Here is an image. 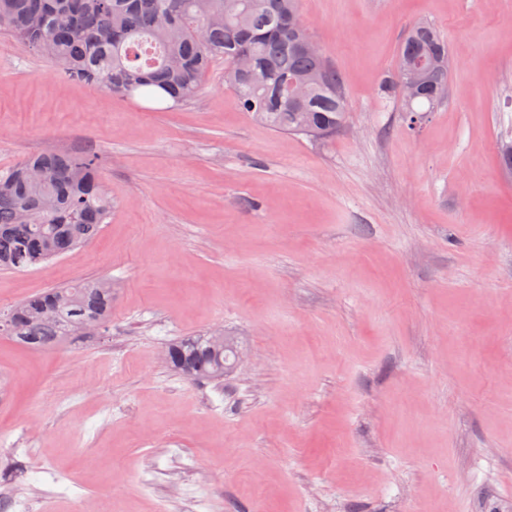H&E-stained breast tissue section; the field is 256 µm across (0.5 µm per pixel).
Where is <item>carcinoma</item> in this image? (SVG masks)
<instances>
[{"mask_svg":"<svg viewBox=\"0 0 512 512\" xmlns=\"http://www.w3.org/2000/svg\"><path fill=\"white\" fill-rule=\"evenodd\" d=\"M297 0H0V28L49 58L59 74L112 91L177 106L199 95L213 62L256 122L277 131L330 137L347 120L339 72L321 52L288 34ZM419 63L421 91L402 100L410 114L433 112L448 92V45L428 22L398 47L382 92L400 95L408 61ZM112 209L97 159L41 152L0 172V269L21 270L67 255L94 239ZM112 314V283L81 281L12 308L5 334L42 350L74 337L76 324ZM169 363L194 379H221L238 347L222 334L183 339Z\"/></svg>","mask_w":512,"mask_h":512,"instance_id":"cac0c4a2","label":"carcinoma"}]
</instances>
